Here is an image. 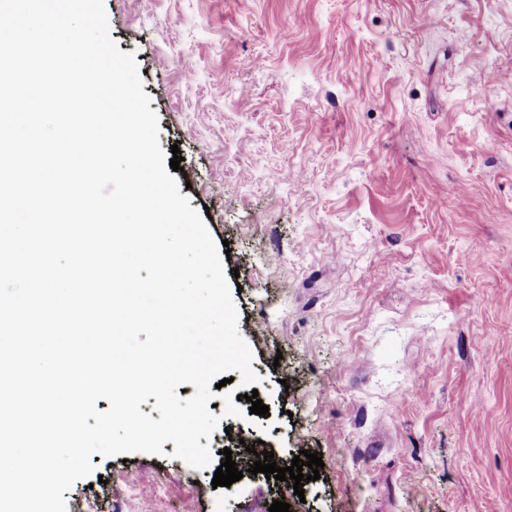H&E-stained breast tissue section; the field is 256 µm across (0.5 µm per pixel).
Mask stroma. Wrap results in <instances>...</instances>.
<instances>
[{"label":"stroma","instance_id":"stroma-1","mask_svg":"<svg viewBox=\"0 0 512 512\" xmlns=\"http://www.w3.org/2000/svg\"><path fill=\"white\" fill-rule=\"evenodd\" d=\"M103 6L257 380L217 390L207 467L97 453L67 512H512V0ZM260 441L319 480L251 474Z\"/></svg>","mask_w":512,"mask_h":512}]
</instances>
